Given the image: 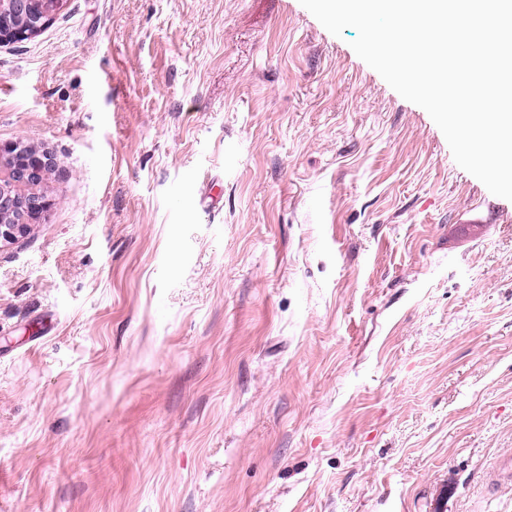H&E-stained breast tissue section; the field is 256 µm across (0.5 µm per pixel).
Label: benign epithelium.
Masks as SVG:
<instances>
[{
	"instance_id": "obj_1",
	"label": "benign epithelium",
	"mask_w": 512,
	"mask_h": 512,
	"mask_svg": "<svg viewBox=\"0 0 512 512\" xmlns=\"http://www.w3.org/2000/svg\"><path fill=\"white\" fill-rule=\"evenodd\" d=\"M64 0H0V44H13L43 31ZM46 156L21 141L0 145V245L26 237L52 206L41 190Z\"/></svg>"
}]
</instances>
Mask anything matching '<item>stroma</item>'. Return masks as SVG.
<instances>
[{
  "mask_svg": "<svg viewBox=\"0 0 512 512\" xmlns=\"http://www.w3.org/2000/svg\"><path fill=\"white\" fill-rule=\"evenodd\" d=\"M355 37L67 0L0 45L53 202L0 246V512H512V201Z\"/></svg>",
  "mask_w": 512,
  "mask_h": 512,
  "instance_id": "1",
  "label": "stroma"
}]
</instances>
